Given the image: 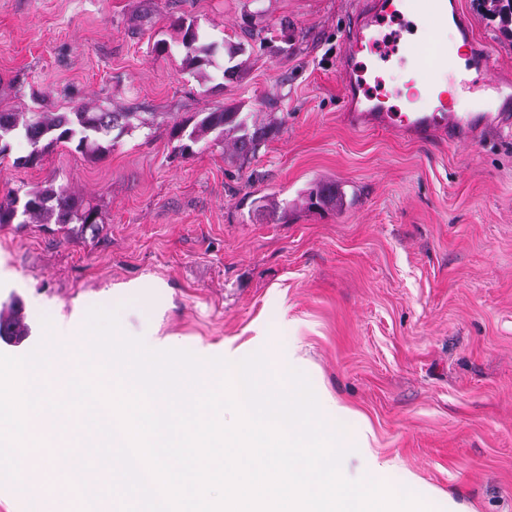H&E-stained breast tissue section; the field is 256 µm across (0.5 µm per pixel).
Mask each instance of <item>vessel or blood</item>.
<instances>
[{"mask_svg": "<svg viewBox=\"0 0 512 512\" xmlns=\"http://www.w3.org/2000/svg\"><path fill=\"white\" fill-rule=\"evenodd\" d=\"M394 0H362L354 13L353 24L344 35L348 46L371 44L375 41V28L381 18L394 13ZM412 18L429 33L433 52L430 60H423L421 47L408 45L416 77L427 89H434L439 76L456 67L454 47L445 32L448 26H455L459 39L468 46L466 69L484 77L485 85L495 93V102L505 104L512 101V81L503 79L494 71L487 52L472 35L461 13L459 0H411ZM336 71L343 90V106L353 128L366 126L395 134H410L422 142L439 134H447L452 145H469L483 132L493 129L512 128V114L498 112H461L447 105L422 109L414 101L404 103V109L393 112L380 104L362 105L360 85L348 63L346 53H339Z\"/></svg>", "mask_w": 512, "mask_h": 512, "instance_id": "vessel-or-blood-1", "label": "vessel or blood"}]
</instances>
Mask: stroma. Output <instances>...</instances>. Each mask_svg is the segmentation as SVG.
I'll list each match as a JSON object with an SVG mask.
<instances>
[{
    "mask_svg": "<svg viewBox=\"0 0 512 512\" xmlns=\"http://www.w3.org/2000/svg\"><path fill=\"white\" fill-rule=\"evenodd\" d=\"M502 75L512 44L459 0ZM352 0H0V110L132 113V127L89 157L57 145L27 163L25 137L0 159V199L64 188L98 227L0 226V306L20 301L29 335L0 339L23 356L49 310L77 333L112 285L163 280L135 298L202 358L225 347H300L315 391L345 405L347 433L371 429L381 481L430 512H512V133L455 147L355 130L340 118L336 55ZM293 38L276 40L280 22ZM238 45L189 70L179 29ZM384 43L352 60L386 105L408 97L407 63L389 50L423 31L387 22ZM236 106L277 123L240 161L206 138L180 157L173 118ZM333 180L351 206L307 209ZM288 212L273 216L270 202Z\"/></svg>",
    "mask_w": 512,
    "mask_h": 512,
    "instance_id": "stroma-1",
    "label": "stroma"
}]
</instances>
